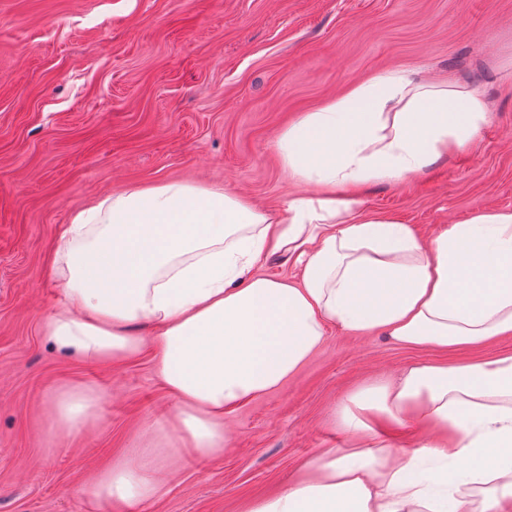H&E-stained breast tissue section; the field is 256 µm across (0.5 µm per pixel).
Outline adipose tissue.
Returning <instances> with one entry per match:
<instances>
[{"mask_svg":"<svg viewBox=\"0 0 512 512\" xmlns=\"http://www.w3.org/2000/svg\"><path fill=\"white\" fill-rule=\"evenodd\" d=\"M487 111L466 86L383 70L284 130L282 162L314 192L280 214L181 183L77 211L61 234L63 302L45 339L114 365L151 354L177 402L175 450L213 457L229 440L225 414L294 377L327 325L448 352L512 335V211L452 225L427 244L400 221L362 215L356 194L469 145ZM275 254L301 265L300 282L257 273ZM141 321L156 334L134 335ZM99 400L73 385L50 409L76 430ZM408 422L420 439L392 447L390 429ZM340 424L349 447L322 450L244 512H512V354L365 383ZM163 490L153 463L123 461L90 493L125 512Z\"/></svg>","mask_w":512,"mask_h":512,"instance_id":"1","label":"adipose tissue"}]
</instances>
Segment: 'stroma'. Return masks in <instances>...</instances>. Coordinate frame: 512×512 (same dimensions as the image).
<instances>
[{
    "label": "stroma",
    "instance_id": "obj_1",
    "mask_svg": "<svg viewBox=\"0 0 512 512\" xmlns=\"http://www.w3.org/2000/svg\"><path fill=\"white\" fill-rule=\"evenodd\" d=\"M392 68L468 86L487 118L468 147L363 186L362 213L429 241L512 210V0H0V512H111L91 481L152 457L144 426L175 412L150 358L114 366L45 340L73 212L169 181L278 209L309 192L282 164L285 128ZM505 354L512 335L445 355L330 327L293 379L227 415L223 455L177 454L163 498L127 512H243L348 445L335 416L359 386ZM72 384L101 401L97 423L68 434L47 407Z\"/></svg>",
    "mask_w": 512,
    "mask_h": 512
}]
</instances>
